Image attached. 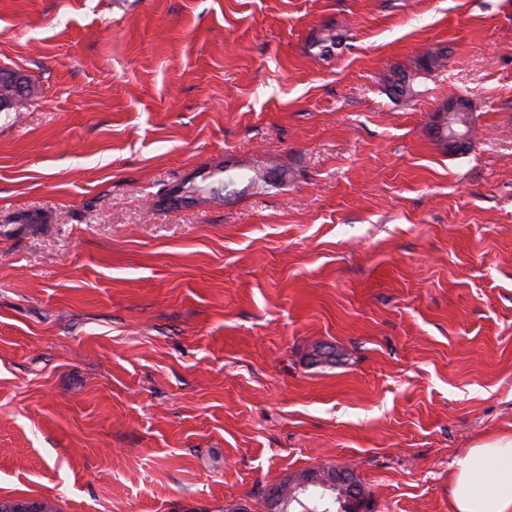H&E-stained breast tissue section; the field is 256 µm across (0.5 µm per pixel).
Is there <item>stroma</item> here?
<instances>
[{
  "instance_id": "1",
  "label": "stroma",
  "mask_w": 512,
  "mask_h": 512,
  "mask_svg": "<svg viewBox=\"0 0 512 512\" xmlns=\"http://www.w3.org/2000/svg\"><path fill=\"white\" fill-rule=\"evenodd\" d=\"M0 68V502L452 512L512 437V0H0ZM460 101L456 100L451 103H448V119L447 122L444 124L446 127L445 133L448 135V137L443 138L446 142H448V148L450 150H455L458 146H460L464 142V136L461 133H457L455 131H451L448 133V123L449 119L452 118V115H455V119H457L461 124L465 125L464 117L462 116L461 112L464 111V108L460 105ZM466 129L468 132L472 135V127L470 123L466 126ZM289 484V483H288ZM288 484L271 489L267 497V511L269 512H363L362 507L368 499V492L356 481L359 488V497L343 494L340 490L327 489L312 498L293 495L294 488L288 493ZM273 490V491H272ZM272 491V492H271ZM277 508L271 511L274 501Z\"/></svg>"
}]
</instances>
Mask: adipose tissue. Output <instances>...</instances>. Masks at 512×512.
<instances>
[{"mask_svg":"<svg viewBox=\"0 0 512 512\" xmlns=\"http://www.w3.org/2000/svg\"><path fill=\"white\" fill-rule=\"evenodd\" d=\"M454 512H512V438L472 448L452 475Z\"/></svg>","mask_w":512,"mask_h":512,"instance_id":"obj_1","label":"adipose tissue"}]
</instances>
